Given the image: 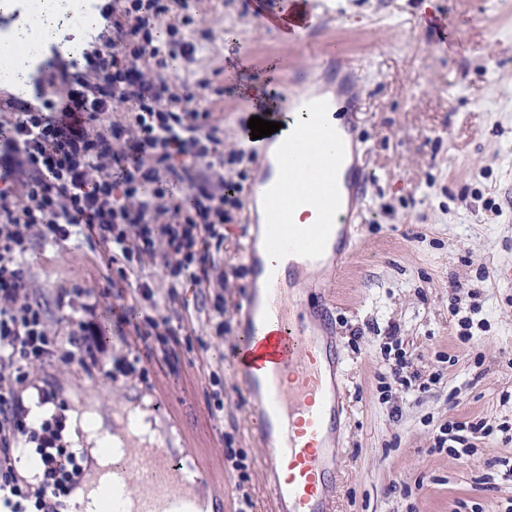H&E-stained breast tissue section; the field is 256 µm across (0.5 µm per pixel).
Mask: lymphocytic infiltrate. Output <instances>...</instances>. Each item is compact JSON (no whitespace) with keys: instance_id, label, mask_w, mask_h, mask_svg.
<instances>
[{"instance_id":"lymphocytic-infiltrate-1","label":"lymphocytic infiltrate","mask_w":512,"mask_h":512,"mask_svg":"<svg viewBox=\"0 0 512 512\" xmlns=\"http://www.w3.org/2000/svg\"><path fill=\"white\" fill-rule=\"evenodd\" d=\"M103 27L80 58L39 79L38 111L14 102L0 113V512H58L83 470L85 452L62 443L63 417L27 423L17 374L55 351L44 313L29 300V239L79 234L108 263L162 262L170 288L210 282L224 227L240 208L226 170L224 131L196 88H174L165 72L191 59L179 36L196 0H97ZM35 443L38 486L15 473L11 449Z\"/></svg>"}]
</instances>
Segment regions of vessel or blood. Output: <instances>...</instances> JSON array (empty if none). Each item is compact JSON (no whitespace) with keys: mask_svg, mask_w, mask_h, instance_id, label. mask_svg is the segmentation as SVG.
<instances>
[{"mask_svg":"<svg viewBox=\"0 0 512 512\" xmlns=\"http://www.w3.org/2000/svg\"><path fill=\"white\" fill-rule=\"evenodd\" d=\"M263 21L291 35L317 27L313 0H284ZM360 82L358 66L332 58L308 69L301 89L284 103L279 131L250 143L258 171L247 196L264 200L266 209L256 229L262 246L245 247L251 279L235 362L249 396L252 435L265 450L272 512H333L341 468L336 438L345 410L340 347L322 299L289 282L326 250L340 266L352 254L366 149L329 122L335 101L328 89L339 86L355 118ZM302 208L314 211L319 231L295 223ZM111 448L108 479L93 476L87 488L111 492L112 512H199L198 469L127 427L113 432ZM143 479L147 487L128 507L127 489Z\"/></svg>","mask_w":512,"mask_h":512,"instance_id":"1","label":"vessel or blood"}]
</instances>
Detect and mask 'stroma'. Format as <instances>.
I'll use <instances>...</instances> for the list:
<instances>
[{"label": "stroma", "instance_id": "obj_1", "mask_svg": "<svg viewBox=\"0 0 512 512\" xmlns=\"http://www.w3.org/2000/svg\"><path fill=\"white\" fill-rule=\"evenodd\" d=\"M273 3L200 0L180 34L196 43L209 28L213 39L169 78L204 82L200 94L229 155L246 148L241 125L256 111L246 86L286 93L325 51L362 69V216L350 259L322 290L346 405L334 512H504L512 501V0H344L309 38L261 24ZM249 232L225 225L207 287L170 291L162 265H146L150 301L97 244L32 238L29 297L43 309L55 355L26 363L15 385L22 405L50 394L46 412L66 415L75 448L87 445L85 413L111 432L128 411L149 412L156 443L204 468L197 492L212 512H239L243 490L251 512H267L263 450L229 355L240 339ZM456 284L476 297L455 301ZM88 304L106 331L97 364L84 367L67 355ZM122 306L141 318L116 325L109 312ZM164 317L178 339L149 335L148 319ZM402 350L416 377L408 391L382 381L387 354ZM125 362L133 371L104 377ZM451 422L494 432L459 460L434 448ZM229 447L245 471L226 460Z\"/></svg>", "mask_w": 512, "mask_h": 512}]
</instances>
